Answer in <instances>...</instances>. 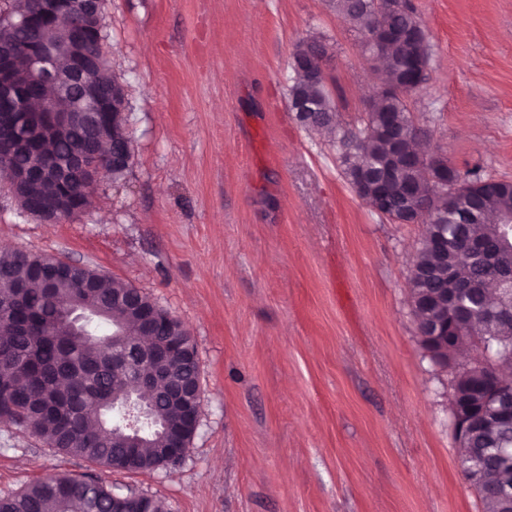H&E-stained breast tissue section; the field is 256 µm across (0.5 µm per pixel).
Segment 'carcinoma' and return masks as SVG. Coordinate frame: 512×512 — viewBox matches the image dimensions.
Wrapping results in <instances>:
<instances>
[{"label": "carcinoma", "mask_w": 512, "mask_h": 512, "mask_svg": "<svg viewBox=\"0 0 512 512\" xmlns=\"http://www.w3.org/2000/svg\"><path fill=\"white\" fill-rule=\"evenodd\" d=\"M36 0H4L0 15H18L34 10ZM336 9L354 25L361 44L373 33L372 16L376 0H334ZM384 25L408 36L407 44L428 53L427 40L414 38L417 30L413 9L390 12ZM41 34L0 24V40L14 44L19 64L27 63V47ZM403 47L392 45L377 57L378 67H387L389 81H399L396 62ZM406 89L384 96L368 112L365 126L346 129L337 122L325 80L296 81L289 91L290 107L308 105L303 126L327 131L343 143L340 153L344 174L355 181L356 171L375 167L384 159L388 136L401 134L409 155H414L415 137L410 135L412 117L403 97ZM61 154L79 153L91 160H105L109 150L94 146L81 129L51 145ZM399 173L393 182L391 208L401 214L409 197L430 191L429 183L406 157L399 160ZM470 184L469 197H451L442 191L436 195L437 211L448 217V248L438 251L429 244L433 226L426 225L422 246L409 273L411 293L428 297L442 293L449 282L435 274L447 266L456 284L473 286L485 301L475 311L439 309L448 315V347L456 350L471 346L486 355L493 365L512 367V287L498 286L495 274L512 266V257L500 250L501 241L512 229L498 223L512 213V183L471 175L456 174ZM468 239L482 241L494 254L493 262L472 260L463 250ZM53 259L24 251L0 252V414L9 415L16 426L43 439L59 452L108 468L152 469L167 457L172 439L167 425L177 420L160 383L165 374L190 373L197 367L196 351L181 352L154 366L141 362L140 343L135 339L141 313L154 300L131 285L100 275L85 267L55 283H46ZM99 280L90 296L81 287L82 280ZM89 305L92 311L73 331L65 317L77 306ZM140 378L152 382L156 395L147 402L148 418L138 435L124 426L123 413L129 382ZM512 440L507 422L488 420L477 433L474 444L485 443L490 436ZM483 485L478 491L484 512H500V492L512 489V466L503 467L495 450L488 451L480 464ZM0 512H166L163 501L136 497L107 488L96 479L57 476L38 481L24 491L0 496Z\"/></svg>", "instance_id": "carcinoma-1"}]
</instances>
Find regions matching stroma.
<instances>
[{"instance_id":"stroma-1","label":"stroma","mask_w":512,"mask_h":512,"mask_svg":"<svg viewBox=\"0 0 512 512\" xmlns=\"http://www.w3.org/2000/svg\"><path fill=\"white\" fill-rule=\"evenodd\" d=\"M428 78L405 104L460 173L512 182V0H410ZM134 155L49 224L0 176V248L78 263L189 329L204 403L184 461L127 473L0 421V495L58 475L167 512H483L451 426L452 376L418 337L423 227L374 212L288 101L300 40L325 43L342 126L378 80L329 0H104Z\"/></svg>"}]
</instances>
